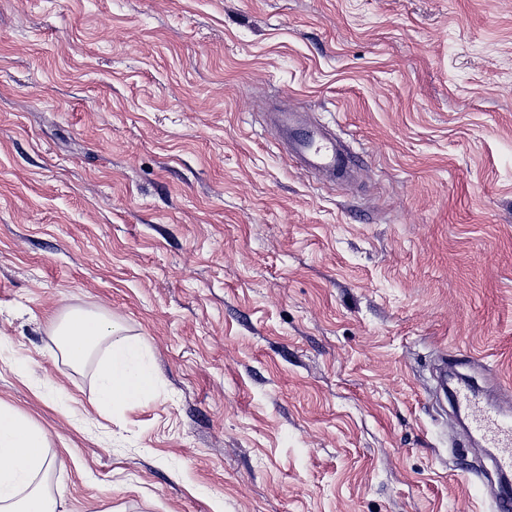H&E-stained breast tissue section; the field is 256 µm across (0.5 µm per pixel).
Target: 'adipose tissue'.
Returning a JSON list of instances; mask_svg holds the SVG:
<instances>
[{"label":"adipose tissue","instance_id":"ef3b65f1","mask_svg":"<svg viewBox=\"0 0 512 512\" xmlns=\"http://www.w3.org/2000/svg\"><path fill=\"white\" fill-rule=\"evenodd\" d=\"M64 361L80 367L106 349L96 369L98 406L119 410L152 397L154 370L147 347L99 315L72 310L52 325ZM49 451L46 433L20 412L0 405V512H56L47 487L51 470L63 467Z\"/></svg>","mask_w":512,"mask_h":512}]
</instances>
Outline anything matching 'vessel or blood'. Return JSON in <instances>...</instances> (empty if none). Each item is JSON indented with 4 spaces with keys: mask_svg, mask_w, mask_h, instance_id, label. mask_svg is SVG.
Masks as SVG:
<instances>
[{
    "mask_svg": "<svg viewBox=\"0 0 512 512\" xmlns=\"http://www.w3.org/2000/svg\"><path fill=\"white\" fill-rule=\"evenodd\" d=\"M275 121L289 140L291 154L307 171L324 176L350 167L347 147L325 127L301 124L291 113L277 114ZM455 403L470 418L476 443L492 449L491 460L504 478L493 498L496 512H512V412L484 405L469 389L457 390Z\"/></svg>",
    "mask_w": 512,
    "mask_h": 512,
    "instance_id": "obj_1",
    "label": "vessel or blood"
}]
</instances>
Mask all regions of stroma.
I'll list each match as a JSON object with an SVG mask.
<instances>
[{
    "instance_id": "obj_1",
    "label": "stroma",
    "mask_w": 512,
    "mask_h": 512,
    "mask_svg": "<svg viewBox=\"0 0 512 512\" xmlns=\"http://www.w3.org/2000/svg\"><path fill=\"white\" fill-rule=\"evenodd\" d=\"M71 309L153 398L95 409ZM445 361L512 405V0H0V404L57 512H493ZM274 121L289 139L291 154L307 171L318 176L335 175L351 166L347 147L325 127L303 125L291 113H279ZM64 361L80 367L93 353L106 345L107 354L96 369V404L112 411L152 397L154 370L147 347L139 340L124 336L99 315L72 310L52 325Z\"/></svg>"
}]
</instances>
